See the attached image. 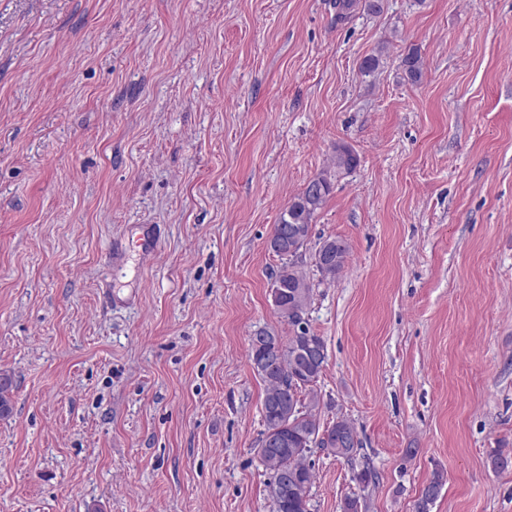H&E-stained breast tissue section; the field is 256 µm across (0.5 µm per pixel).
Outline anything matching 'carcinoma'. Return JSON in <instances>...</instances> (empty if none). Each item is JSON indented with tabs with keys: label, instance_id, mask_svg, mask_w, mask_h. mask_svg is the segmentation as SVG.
<instances>
[{
	"label": "carcinoma",
	"instance_id": "obj_1",
	"mask_svg": "<svg viewBox=\"0 0 512 512\" xmlns=\"http://www.w3.org/2000/svg\"><path fill=\"white\" fill-rule=\"evenodd\" d=\"M336 23L350 20L357 11L379 13L382 0H334ZM401 67L407 80L415 83L421 79L424 61L420 52L410 49L401 59ZM359 163L358 156L346 146L336 148L334 168L351 171ZM332 190V174L323 171L310 180L306 187L289 202L281 213L278 224L274 225L272 237L284 232L285 227L298 225L304 234H310L314 215L322 209ZM335 249V264L324 281H334L348 263L349 247L338 238L332 239ZM278 277L283 283L280 308L288 304L308 307L313 282L300 268L294 265L281 266ZM292 336L283 340L270 331L250 337L248 357L251 364L265 363L260 377L265 384L262 402L264 431H274L279 445L275 448H258L262 465L271 475L269 493L275 512H311L310 491L315 475L307 462L313 448H320L338 459L350 464L352 478L367 487L376 483L377 474L370 465L356 469L360 440L352 422L336 417L329 422L321 420V395L316 388L327 356L317 362H310L304 355L308 340L324 350V339L309 326L290 320ZM11 377L0 374V415L11 411ZM444 482L442 473L437 472L423 488L415 505V512H430L438 498Z\"/></svg>",
	"mask_w": 512,
	"mask_h": 512
}]
</instances>
